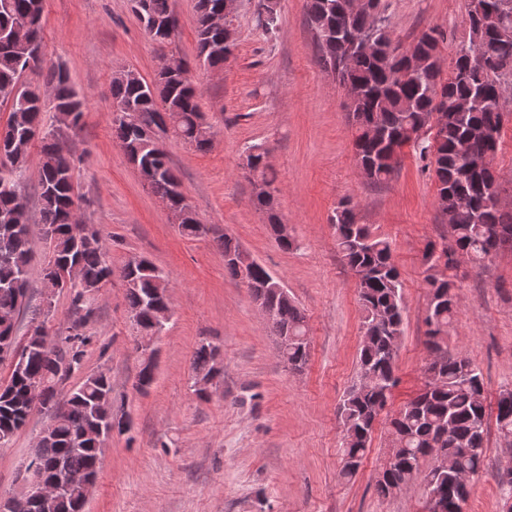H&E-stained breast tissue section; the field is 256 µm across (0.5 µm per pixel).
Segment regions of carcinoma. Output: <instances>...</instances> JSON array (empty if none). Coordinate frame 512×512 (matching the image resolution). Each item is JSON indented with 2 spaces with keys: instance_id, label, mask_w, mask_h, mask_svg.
I'll list each match as a JSON object with an SVG mask.
<instances>
[{
  "instance_id": "carcinoma-1",
  "label": "carcinoma",
  "mask_w": 512,
  "mask_h": 512,
  "mask_svg": "<svg viewBox=\"0 0 512 512\" xmlns=\"http://www.w3.org/2000/svg\"><path fill=\"white\" fill-rule=\"evenodd\" d=\"M133 9L152 39L170 40L169 26L177 20L172 0H131ZM348 0H308V17L317 36L319 57L335 69L342 85L350 88L348 108L355 129L353 146L359 160L372 168L369 180H388L395 167L383 164L393 147H417L430 159L438 190L440 210L453 241L441 253L431 249L427 261L452 270L457 257L481 262L499 248L512 247V210L493 202L491 189L500 185L492 163L482 169L472 166L476 156L494 157L505 113L502 88L512 79V51L504 46L501 32L512 31V0H480L484 15L468 12L469 41L459 48L448 80L433 67L407 79L408 58L399 52L393 33L381 12L345 14ZM224 10V0H197L196 35L200 64L222 70L235 45L224 43V30L208 24V18ZM43 0H0V102L10 106L7 126L0 130V347L17 346L15 325L26 305L32 261V224L23 192V175L29 149L23 141L30 133L40 135L41 171L38 181L41 236L47 248L43 279L67 265L83 272L85 283H70L72 302L83 307L84 297L104 287L112 277L106 248L99 231L78 219L81 198L75 191V160L59 154L61 128L43 129V113L56 112L67 128L81 126L86 96L59 69L52 74L53 97L47 100L37 87L21 81L30 63L41 51ZM25 26L19 34L17 27ZM443 34L436 28L422 32L413 42L414 51L431 57ZM199 90L189 71L173 73L159 66L150 83L132 70L121 71L112 81V138L137 168L155 194L169 208L182 214L180 233L187 238L208 235L212 228L185 212V196L168 152L156 139L168 133L197 151L211 144L210 127L200 111ZM448 99L464 103L458 112H447L431 133L430 117ZM266 149L251 147L247 161L252 171L267 182L276 176L266 164ZM265 213L271 233L284 250L294 245L284 233L276 210V197L254 198ZM336 228V246L345 264L358 280L362 310L363 340L356 380L339 406L344 453L340 478L354 477L372 439L379 415L396 385L397 348L403 333L405 307L400 274L392 260L389 241L374 236L368 225L356 220L349 200L339 203L330 217ZM217 241L224 252V269L239 278L237 242L227 235ZM128 310L137 328L146 332L155 326L156 314L167 310L169 283L148 260L131 258L123 275ZM425 319L429 358L424 366V387L390 421L396 443V462L376 482L377 493L386 498L395 490L415 483L425 494L450 498L463 473H479L485 459L487 405L480 371L460 353L448 351V326L460 296L458 286L447 277L430 275ZM283 285L267 269L253 262L249 290L262 307L275 312L271 322L284 363L291 370L308 361L309 342L305 316L295 301L282 292ZM86 319L74 322L65 334L50 341L29 337L25 369L0 385V443L9 440L35 411L55 415L38 448L36 458L49 481L58 472H98L100 430H128L125 416L107 419L99 406L100 396L112 392L111 378L101 371L88 376L76 389L61 396L57 377L60 366L78 370L88 336ZM219 353L201 344L193 353V373L211 380L222 372ZM44 382L39 400L29 393V380ZM499 433L512 438V390L497 401ZM446 451L453 458L444 469L429 465L431 456ZM85 495L78 489L65 492L56 512H84Z\"/></svg>"
}]
</instances>
